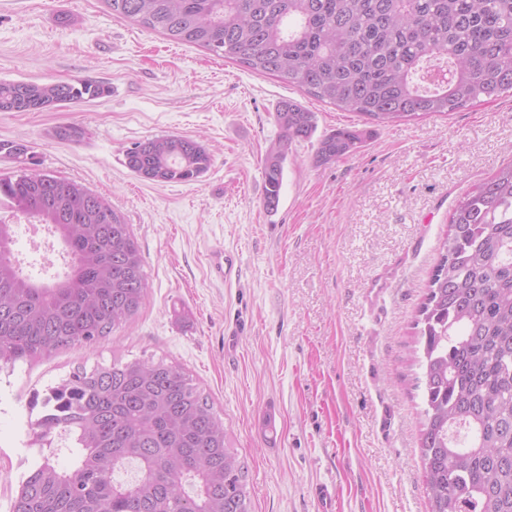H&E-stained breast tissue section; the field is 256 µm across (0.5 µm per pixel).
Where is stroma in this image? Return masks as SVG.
<instances>
[{
    "mask_svg": "<svg viewBox=\"0 0 512 512\" xmlns=\"http://www.w3.org/2000/svg\"><path fill=\"white\" fill-rule=\"evenodd\" d=\"M93 80L109 92L42 112H0L41 170L108 199L131 224L149 288L95 346L0 371V512L40 457L33 393L80 367L163 358L212 398L247 469L254 512H427L413 328L456 199L512 162V93L447 116L376 127L325 166L318 135L360 124L278 79L112 18L103 0H0V80ZM316 115L293 143L276 210L263 161L285 100ZM82 126L74 144L57 127ZM161 135L202 142L199 180L132 174L125 152ZM234 260L227 277L214 248ZM385 289L366 299L373 281Z\"/></svg>",
    "mask_w": 512,
    "mask_h": 512,
    "instance_id": "1",
    "label": "stroma"
}]
</instances>
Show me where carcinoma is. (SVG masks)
Here are the masks:
<instances>
[{
    "mask_svg": "<svg viewBox=\"0 0 512 512\" xmlns=\"http://www.w3.org/2000/svg\"><path fill=\"white\" fill-rule=\"evenodd\" d=\"M109 13L296 86L364 126L320 137L315 162L357 151L388 125L512 92V0H104ZM108 93L89 81H0V112H41ZM263 164L277 208L291 145L316 115L286 100ZM79 143L77 124L55 131ZM17 164L0 176V370L83 349L135 318L148 282L131 225L107 199L35 169L28 145L0 142ZM126 167L154 182L211 169L201 143L164 135L135 144ZM63 247L66 270L30 278L14 252L19 217ZM422 369L420 459L430 512H512V164L455 202L415 319ZM31 443L71 438L75 464L42 454L13 512H252L245 466L224 419L184 369L112 361L47 390Z\"/></svg>",
    "mask_w": 512,
    "mask_h": 512,
    "instance_id": "obj_1",
    "label": "carcinoma"
}]
</instances>
